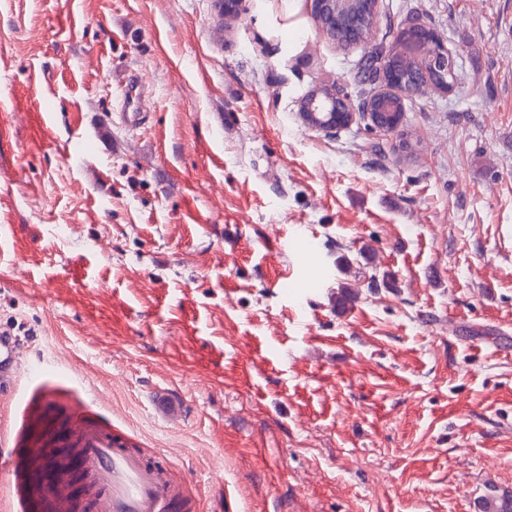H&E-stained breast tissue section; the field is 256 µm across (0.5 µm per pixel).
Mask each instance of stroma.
<instances>
[{
    "mask_svg": "<svg viewBox=\"0 0 512 512\" xmlns=\"http://www.w3.org/2000/svg\"><path fill=\"white\" fill-rule=\"evenodd\" d=\"M215 21L213 0H0V327L25 349L0 431L83 405L171 466L174 512H478L512 492V0H381L347 49L308 0H246L224 41ZM405 22L442 34L451 88L396 133L305 128L300 100L335 80L359 102ZM140 82L138 80L125 81L122 89L124 94L125 110L123 113L126 121L130 123H138L142 119L141 112L138 111V103L140 98ZM479 512H512V492L491 489L478 504Z\"/></svg>",
    "mask_w": 512,
    "mask_h": 512,
    "instance_id": "stroma-1",
    "label": "stroma"
}]
</instances>
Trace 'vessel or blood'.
<instances>
[{"label": "vessel or blood", "mask_w": 512, "mask_h": 512, "mask_svg": "<svg viewBox=\"0 0 512 512\" xmlns=\"http://www.w3.org/2000/svg\"><path fill=\"white\" fill-rule=\"evenodd\" d=\"M139 82L123 88L126 121L137 123ZM17 337L0 336V393L13 389L21 365ZM38 437L26 447L16 440L0 443L7 465L6 512H171L184 498V484L162 464L149 461L123 430L89 419L81 407L69 405L65 421L37 411ZM83 483L74 501L67 483L71 472Z\"/></svg>", "instance_id": "obj_1"}]
</instances>
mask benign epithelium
<instances>
[{"instance_id":"7a95c632","label":"benign epithelium","mask_w":512,"mask_h":512,"mask_svg":"<svg viewBox=\"0 0 512 512\" xmlns=\"http://www.w3.org/2000/svg\"><path fill=\"white\" fill-rule=\"evenodd\" d=\"M310 11L319 30L336 41V29L348 32L350 42L361 44L376 29L380 17V0H310ZM417 73L404 75L396 68L392 53L379 51L365 58L359 66L358 78L372 83L376 89L362 99L357 107L348 103V96L339 84L332 82L309 92L300 102L304 125L316 131L333 132L350 127L357 118L370 121L371 126L384 132H396L402 123L399 99L410 83L419 86L433 83L434 74L442 75L437 88L451 87L454 75L452 53L442 47L440 55L418 54Z\"/></svg>"}]
</instances>
